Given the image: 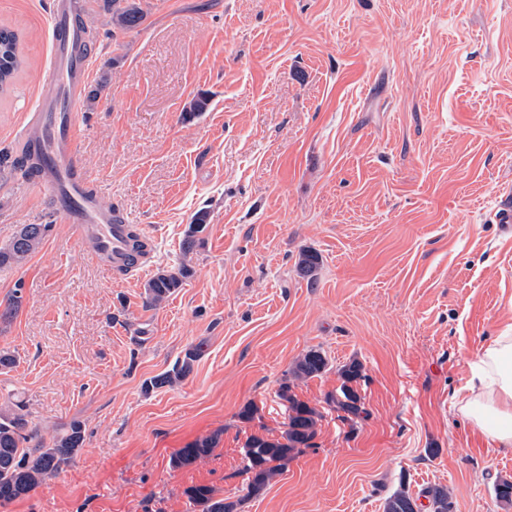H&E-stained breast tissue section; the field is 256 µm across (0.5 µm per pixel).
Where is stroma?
<instances>
[{"instance_id": "1", "label": "stroma", "mask_w": 512, "mask_h": 512, "mask_svg": "<svg viewBox=\"0 0 512 512\" xmlns=\"http://www.w3.org/2000/svg\"><path fill=\"white\" fill-rule=\"evenodd\" d=\"M82 3L99 95L72 105L80 170L155 235L154 268L189 275L144 308L146 278L114 281L47 193L0 166V245L50 227L22 267L0 269V311L23 284L0 319V350L17 357L0 404H24L47 436L85 427L74 462L0 512H193L200 485L236 500L245 441L281 436L283 374L312 348L329 365L292 392L317 413L313 445L243 512H383L394 490L429 486L455 512H512L494 494L512 447L456 400L512 326V236L496 221L512 183V0H141L143 24L112 37L102 0ZM46 13V0H0L26 60L0 95V155H17L39 105ZM198 344L183 381L143 390ZM354 360L367 415L352 424L329 398ZM209 437V456L172 467Z\"/></svg>"}]
</instances>
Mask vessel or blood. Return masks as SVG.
Wrapping results in <instances>:
<instances>
[{
  "mask_svg": "<svg viewBox=\"0 0 512 512\" xmlns=\"http://www.w3.org/2000/svg\"><path fill=\"white\" fill-rule=\"evenodd\" d=\"M49 21L54 60L45 83L53 101L34 112L37 133L30 144L42 157L37 178L49 190L55 212L69 225L74 239L90 245L112 276L129 280L151 266L155 239L149 232L134 233L121 210L101 205L78 173L75 120L69 103L89 79L93 53L87 29L78 23L69 0H52Z\"/></svg>",
  "mask_w": 512,
  "mask_h": 512,
  "instance_id": "1",
  "label": "vessel or blood"
}]
</instances>
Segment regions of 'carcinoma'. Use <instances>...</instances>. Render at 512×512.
Returning a JSON list of instances; mask_svg holds the SVG:
<instances>
[{"mask_svg":"<svg viewBox=\"0 0 512 512\" xmlns=\"http://www.w3.org/2000/svg\"><path fill=\"white\" fill-rule=\"evenodd\" d=\"M103 10L109 15L114 31L134 29L145 19V13L137 0H103ZM23 63L17 34L7 28H0V91L7 87ZM205 219L206 215L201 213L197 215L196 222L190 225V232L182 243L184 252L192 251L199 242L197 234L204 230ZM47 229L46 224L21 225L9 241L0 246V268L23 265L39 249ZM187 276L188 270L183 265L159 270L146 286L144 306L151 308L161 304L182 287ZM201 349L202 346H196L186 352L183 359L176 360L166 373L145 382L144 391L170 386L185 379ZM327 366L325 354L319 349H310L284 374L280 397L289 403L290 413L282 439L257 435L248 437L245 442L244 467L248 475L246 494L235 501L217 500L212 488L194 487L189 490V498L198 512H241L245 500L259 493L278 471V462L302 446H312L315 411L306 403L288 395V392L291 391L293 381L317 376ZM340 373L343 383L332 403L336 405L337 411L343 413L344 419L359 418L364 408L350 383L362 379V364L353 361L343 366ZM215 443L216 439L205 438L180 449L172 458V465L187 466L210 455ZM83 444L84 428L79 421L70 422L47 440L38 428L30 425L20 403L8 402L0 406V505L48 485L52 478L74 461ZM494 493L499 502L512 506L511 480H498L494 485ZM421 496L428 500V512H453L454 504L446 489L427 487L421 491ZM384 512H417V504L401 488L385 499Z\"/></svg>","mask_w":512,"mask_h":512,"instance_id":"obj_1","label":"carcinoma"}]
</instances>
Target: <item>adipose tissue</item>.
Wrapping results in <instances>:
<instances>
[{
	"instance_id": "ef3b65f1",
	"label": "adipose tissue",
	"mask_w": 512,
	"mask_h": 512,
	"mask_svg": "<svg viewBox=\"0 0 512 512\" xmlns=\"http://www.w3.org/2000/svg\"><path fill=\"white\" fill-rule=\"evenodd\" d=\"M458 405L484 434L501 445H512V328L478 356Z\"/></svg>"
}]
</instances>
